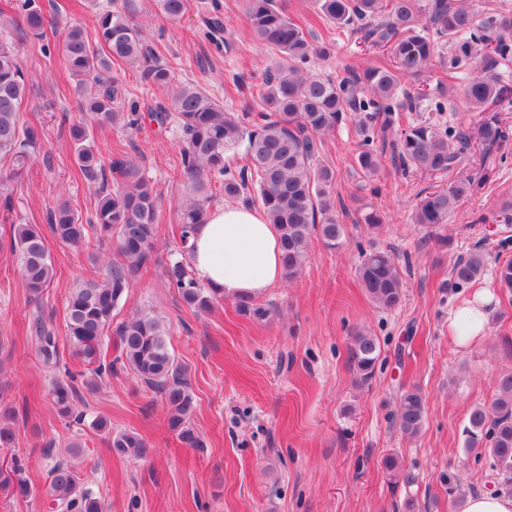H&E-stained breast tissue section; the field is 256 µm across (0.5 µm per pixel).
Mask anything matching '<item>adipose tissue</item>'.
<instances>
[{"mask_svg": "<svg viewBox=\"0 0 512 512\" xmlns=\"http://www.w3.org/2000/svg\"><path fill=\"white\" fill-rule=\"evenodd\" d=\"M191 243L196 279L224 296H256L282 277L279 232L260 210L239 205L212 210ZM495 305L494 293L484 288L449 313L448 332L459 348L485 338Z\"/></svg>", "mask_w": 512, "mask_h": 512, "instance_id": "ef3b65f1", "label": "adipose tissue"}]
</instances>
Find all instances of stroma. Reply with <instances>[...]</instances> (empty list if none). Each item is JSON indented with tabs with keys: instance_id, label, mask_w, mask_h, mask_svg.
Instances as JSON below:
<instances>
[{
	"instance_id": "obj_1",
	"label": "stroma",
	"mask_w": 512,
	"mask_h": 512,
	"mask_svg": "<svg viewBox=\"0 0 512 512\" xmlns=\"http://www.w3.org/2000/svg\"><path fill=\"white\" fill-rule=\"evenodd\" d=\"M136 3L155 50L182 82L210 91L225 109L250 106L246 89L261 82L272 57L245 24L244 0H222L228 43L221 49L205 35L196 10L171 22L158 16L154 0ZM284 5L294 22L330 44L326 56L312 61L316 72L337 76L350 64L388 63L362 34L330 39L312 0ZM6 29L20 41L30 86L22 119L40 127L44 141L27 176L11 186L13 217L45 224L59 200L89 212L93 191L76 173L68 130L58 120L64 110L79 115L76 82L58 56L43 54L23 23L7 22ZM480 72L512 88V61L492 65L478 53L461 71L437 62L404 86L425 102L447 88V112L463 114L471 126L485 114L466 103L462 88ZM95 143L103 160L124 155L140 163L161 193L154 260L136 273L116 318L146 311L165 322L174 354L190 374L191 425L203 445L180 444L162 403L123 371L85 393L78 407L87 425L66 427L48 395L57 373L38 362L29 326L42 318L57 336L63 365L79 371L65 334V301L85 276L88 254L48 240L55 281L42 300H30L9 227L0 223V408L13 411L17 434L15 448H0V458L20 457L33 488L28 497L0 491V512H49L48 471L59 457L75 466L107 512H463L469 495L493 488L486 463L466 457L463 430L471 408L490 405L497 377L512 369V296L498 294L488 336L463 350L448 335V314L469 291H449L446 283L457 256L477 244L497 250L484 223L512 199V139L485 184L457 204L435 236L412 221L431 179L402 173L387 160L377 176L366 177L355 162L354 122L322 136L320 160L335 175L336 218L346 226V242L331 250L312 239L297 277L255 297L260 317L239 312L228 297L210 312L196 311L166 279L178 247L172 224L182 194L178 133L150 123L133 133L108 127ZM372 210L383 217L374 231L363 222ZM361 245L397 254L405 282L399 307L383 310L368 299L356 274ZM359 330L377 336L382 349L381 367L366 385L350 362ZM411 386L421 389L426 406L425 430L412 439L394 424L398 392ZM98 417L113 431L143 437L144 455L109 454L90 426ZM391 454L416 475L413 485L387 475L382 461Z\"/></svg>"
}]
</instances>
